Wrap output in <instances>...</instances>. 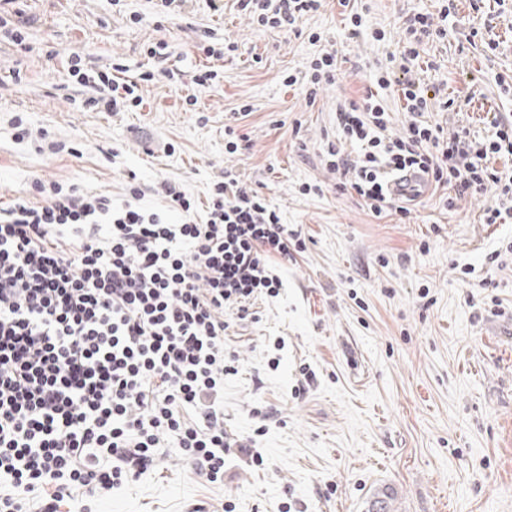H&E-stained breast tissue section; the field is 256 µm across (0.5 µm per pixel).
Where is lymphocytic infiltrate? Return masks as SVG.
<instances>
[{
    "mask_svg": "<svg viewBox=\"0 0 512 512\" xmlns=\"http://www.w3.org/2000/svg\"><path fill=\"white\" fill-rule=\"evenodd\" d=\"M238 2L260 26L288 33L322 5ZM404 29L400 61L377 84L395 89L413 118L393 138L376 92L338 102L341 141L324 158L337 190L373 215L404 216L388 179L416 169L458 195L495 191L484 221L504 223L512 170L492 161L512 155V121L494 120L480 141L466 130L447 139L423 122L432 91L410 73L424 40L444 30L421 12ZM68 73L88 89V106L108 112L140 105V83L154 78L144 72L121 82L78 56ZM347 142L359 146L357 155L345 152ZM32 189L43 204L19 197L0 207V512H58L77 493L135 479L154 466L169 434L198 472L223 479L228 456L253 454L227 435L217 405L235 370L224 355L223 314L247 317L258 296L278 293L274 266L302 252L299 233L229 173L211 184L200 220L192 198L167 188L179 224L145 207L138 187L118 206L56 181Z\"/></svg>",
    "mask_w": 512,
    "mask_h": 512,
    "instance_id": "f902f5d3",
    "label": "lymphocytic infiltrate"
}]
</instances>
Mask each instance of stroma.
Returning <instances> with one entry per match:
<instances>
[{
    "instance_id": "stroma-1",
    "label": "stroma",
    "mask_w": 512,
    "mask_h": 512,
    "mask_svg": "<svg viewBox=\"0 0 512 512\" xmlns=\"http://www.w3.org/2000/svg\"><path fill=\"white\" fill-rule=\"evenodd\" d=\"M448 1L446 35L423 55L465 104L454 113L435 97L424 118L445 136L465 128L483 139L493 116L512 114L502 89L512 85V0H357V38L338 0L305 17L299 36L259 27L235 0H187L167 15L153 0H0V15L32 20L25 46L0 43V203L38 179L117 203L138 184L144 205L177 223L165 184L202 209L229 171L306 241L278 266L277 297H258L251 318L224 315L238 368L224 379V428L255 438L263 463L229 458L212 483L173 444L155 469L93 490L74 512H367L386 489L392 512H512V222L483 223L490 196L450 208L439 191L406 218L376 217L337 191L322 159L337 102L374 86L403 46L406 16H440ZM480 13L496 49L472 34ZM206 30L235 49L201 87ZM159 41L175 78L147 53ZM327 51L338 54L336 80L310 107L303 79ZM75 54L154 72L142 107H85L68 74ZM188 94L196 106L184 105ZM230 128L245 138L232 155ZM46 141L67 150L38 152Z\"/></svg>"
}]
</instances>
